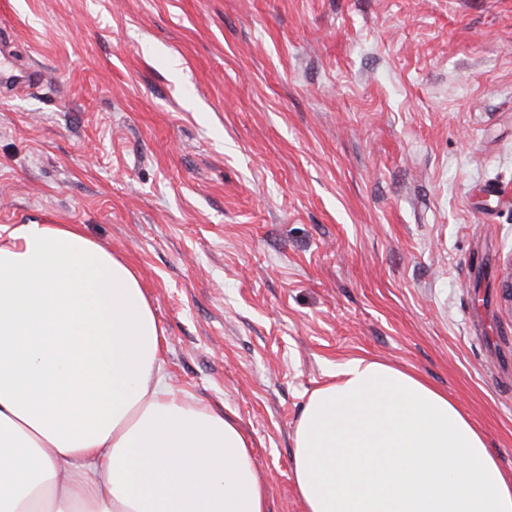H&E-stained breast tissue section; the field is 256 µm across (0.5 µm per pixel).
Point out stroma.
Listing matches in <instances>:
<instances>
[{
	"label": "stroma",
	"mask_w": 512,
	"mask_h": 512,
	"mask_svg": "<svg viewBox=\"0 0 512 512\" xmlns=\"http://www.w3.org/2000/svg\"><path fill=\"white\" fill-rule=\"evenodd\" d=\"M0 226L136 268L269 512L337 365L447 391L512 470V0H0ZM0 76L1 81L6 84L14 82L17 74L13 70V61L17 56L16 43L14 40L0 38Z\"/></svg>",
	"instance_id": "obj_1"
}]
</instances>
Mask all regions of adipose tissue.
Listing matches in <instances>:
<instances>
[{"instance_id": "obj_1", "label": "adipose tissue", "mask_w": 512, "mask_h": 512, "mask_svg": "<svg viewBox=\"0 0 512 512\" xmlns=\"http://www.w3.org/2000/svg\"><path fill=\"white\" fill-rule=\"evenodd\" d=\"M137 271L76 224L0 229V512H267L238 423L182 395ZM294 432L303 512H512L486 434L353 358Z\"/></svg>"}]
</instances>
